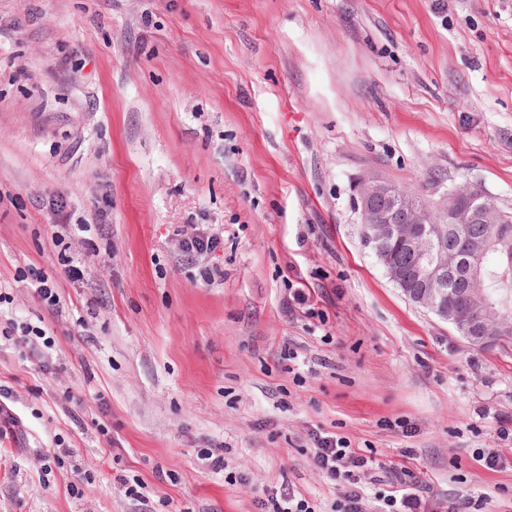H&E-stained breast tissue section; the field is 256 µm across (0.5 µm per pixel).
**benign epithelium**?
<instances>
[{"instance_id": "benign-epithelium-1", "label": "benign epithelium", "mask_w": 512, "mask_h": 512, "mask_svg": "<svg viewBox=\"0 0 512 512\" xmlns=\"http://www.w3.org/2000/svg\"><path fill=\"white\" fill-rule=\"evenodd\" d=\"M361 223L368 225L390 280L406 297L421 305L472 345L491 350L504 332L512 329L496 319L494 304L453 278L454 266H480L486 244L471 238L469 224H490L496 236L512 230L501 223L494 197L481 187L465 184L438 196L422 197L379 174L362 179L357 197ZM408 252L417 282L408 288L407 277L390 251Z\"/></svg>"}]
</instances>
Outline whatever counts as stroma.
<instances>
[{"instance_id":"35a3bbf8","label":"stroma","mask_w":512,"mask_h":512,"mask_svg":"<svg viewBox=\"0 0 512 512\" xmlns=\"http://www.w3.org/2000/svg\"><path fill=\"white\" fill-rule=\"evenodd\" d=\"M370 174L512 211V0H0V329L56 332L44 355L0 343V512H139L135 476L163 512H258L283 486L328 512L316 427L380 464L412 450L427 499L512 512V356L390 282ZM54 196L96 247L80 281ZM198 228L223 248L179 253ZM57 436L72 454L45 464Z\"/></svg>"}]
</instances>
